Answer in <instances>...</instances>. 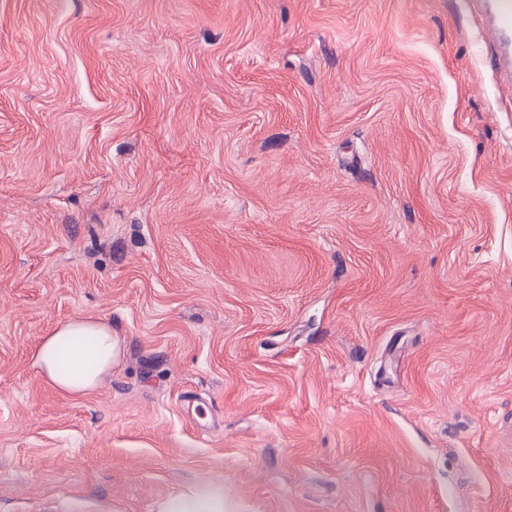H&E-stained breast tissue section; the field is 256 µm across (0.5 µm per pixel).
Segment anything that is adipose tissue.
Listing matches in <instances>:
<instances>
[{
	"instance_id": "1",
	"label": "adipose tissue",
	"mask_w": 512,
	"mask_h": 512,
	"mask_svg": "<svg viewBox=\"0 0 512 512\" xmlns=\"http://www.w3.org/2000/svg\"><path fill=\"white\" fill-rule=\"evenodd\" d=\"M124 339L107 321L79 316L55 324L31 356V365L44 383L64 396L94 392L119 365ZM152 512H237L224 495V483H189L157 499Z\"/></svg>"
}]
</instances>
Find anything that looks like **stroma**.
<instances>
[{
    "label": "stroma",
    "mask_w": 512,
    "mask_h": 512,
    "mask_svg": "<svg viewBox=\"0 0 512 512\" xmlns=\"http://www.w3.org/2000/svg\"><path fill=\"white\" fill-rule=\"evenodd\" d=\"M477 0H0V512H512V77ZM125 354L65 398L56 323ZM124 356V338L107 321L79 316L55 324L31 356L44 383L63 396L94 392ZM152 512H239L224 497V481L188 483L175 493L157 499Z\"/></svg>",
    "instance_id": "35a3bbf8"
}]
</instances>
